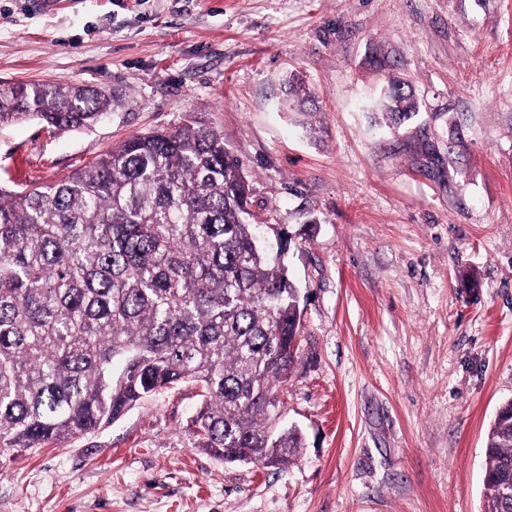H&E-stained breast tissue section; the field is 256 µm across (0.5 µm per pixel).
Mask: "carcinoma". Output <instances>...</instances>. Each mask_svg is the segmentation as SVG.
I'll return each instance as SVG.
<instances>
[{
  "mask_svg": "<svg viewBox=\"0 0 512 512\" xmlns=\"http://www.w3.org/2000/svg\"><path fill=\"white\" fill-rule=\"evenodd\" d=\"M111 98L69 82L0 89V127L101 119ZM418 111L395 80L385 112ZM249 182L223 134L190 120L127 138L64 179L0 187V447L91 433L138 401L199 389L196 447L281 469L301 431L267 413L300 354V292L251 222ZM484 512H512V411L486 439Z\"/></svg>",
  "mask_w": 512,
  "mask_h": 512,
  "instance_id": "cac0c4a2",
  "label": "carcinoma"
}]
</instances>
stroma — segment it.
<instances>
[{"instance_id":"stroma-1","label":"stroma","mask_w":512,"mask_h":512,"mask_svg":"<svg viewBox=\"0 0 512 512\" xmlns=\"http://www.w3.org/2000/svg\"><path fill=\"white\" fill-rule=\"evenodd\" d=\"M0 0V86L112 94L97 124L0 128V185L51 184L194 119L290 237L305 445L280 470L195 447L184 385L84 437L0 448V512H483L512 400V0ZM313 103L293 112L283 82ZM409 81L419 112L381 103Z\"/></svg>"}]
</instances>
